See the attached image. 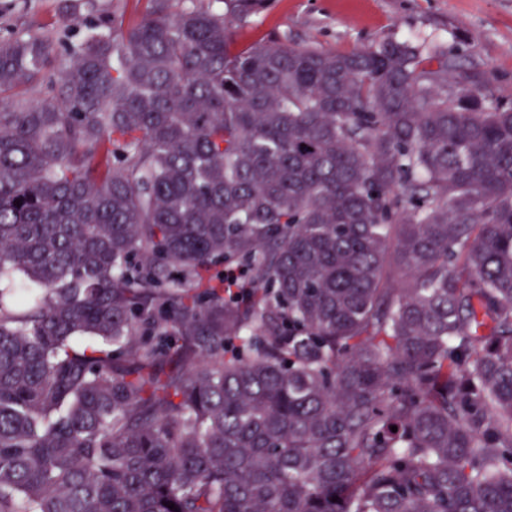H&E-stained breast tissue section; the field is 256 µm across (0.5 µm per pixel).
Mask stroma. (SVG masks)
Segmentation results:
<instances>
[{"mask_svg": "<svg viewBox=\"0 0 512 512\" xmlns=\"http://www.w3.org/2000/svg\"><path fill=\"white\" fill-rule=\"evenodd\" d=\"M60 7L61 0H0V30L53 29ZM268 37L340 53L422 37L477 64L494 97L512 106V0H274L235 30L240 48Z\"/></svg>", "mask_w": 512, "mask_h": 512, "instance_id": "obj_1", "label": "stroma"}]
</instances>
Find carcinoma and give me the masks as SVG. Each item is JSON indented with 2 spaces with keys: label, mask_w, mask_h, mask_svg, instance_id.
<instances>
[{
  "label": "carcinoma",
  "mask_w": 512,
  "mask_h": 512,
  "mask_svg": "<svg viewBox=\"0 0 512 512\" xmlns=\"http://www.w3.org/2000/svg\"><path fill=\"white\" fill-rule=\"evenodd\" d=\"M270 2L0 34V512H512V109Z\"/></svg>",
  "instance_id": "1"
}]
</instances>
